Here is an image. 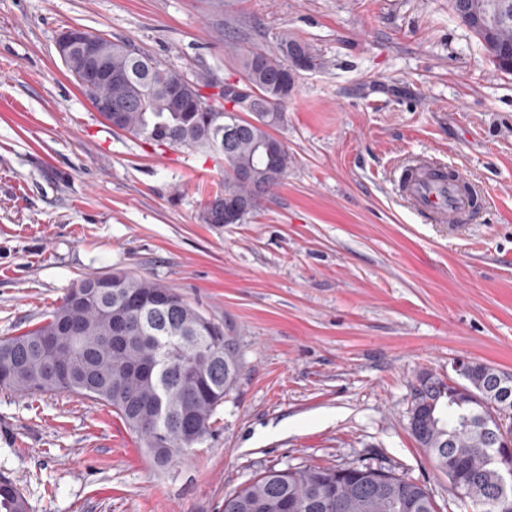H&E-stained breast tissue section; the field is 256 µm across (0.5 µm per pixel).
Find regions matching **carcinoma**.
Masks as SVG:
<instances>
[{
    "instance_id": "cac0c4a2",
    "label": "carcinoma",
    "mask_w": 512,
    "mask_h": 512,
    "mask_svg": "<svg viewBox=\"0 0 512 512\" xmlns=\"http://www.w3.org/2000/svg\"><path fill=\"white\" fill-rule=\"evenodd\" d=\"M453 11L463 24L468 13L487 18L507 16L508 26L485 33L473 26L495 65L512 71V0H452ZM112 78L99 82L89 97L93 107L110 104L123 109L121 131L144 138L157 146L185 147L209 152L221 143L224 157V191L213 200L247 205L238 219L243 222L256 200L277 185L288 172L291 156L280 144L268 157L258 145L276 141L272 129L283 114L280 107L291 94L289 54L301 53L308 67L316 57L306 43L286 36L274 51L253 49L243 56V92L224 99V111L199 112L196 101L206 102L203 87L213 86L214 77L202 73L192 85L184 75L165 68L143 54L129 52L132 44L94 34ZM236 131L224 140V120ZM241 168L254 177L243 181ZM116 279L132 294L160 293L169 304L143 315L145 330L132 333L122 349L105 343L112 333V314L118 295L104 282ZM76 288H91L95 297L78 304L67 292L62 302L43 320L16 335L0 339V389L18 392L61 393L63 389L43 375L41 359L30 355L34 344L45 336L55 338L57 348L44 359L65 362L91 357V365L75 369L70 393L112 408L124 423L138 433L153 464L165 468L180 457L178 445L190 437H205L212 431L217 408L234 388L240 372L236 340L211 319L192 307L175 289L147 278L116 271L84 278ZM188 333L201 336L218 357L174 349L164 394L167 416L161 426L149 424L156 400L157 383L128 371L154 355L150 336ZM504 372L474 362L464 377L468 394H461L444 381L430 378V385L417 390L416 400L434 404L433 415L411 433L433 458L436 468L448 478L449 492L470 502L474 512H512V482L504 484L498 467L489 460L486 421L492 419L493 395L486 385ZM319 497L331 500L328 512H437L427 486L405 475H396L363 462L344 467L302 466L288 474L269 469L248 485L224 497V512H251L254 500L269 504L265 512H281V502L298 503L297 512H314L308 504ZM0 512H28L25 497L8 481H0Z\"/></svg>"
}]
</instances>
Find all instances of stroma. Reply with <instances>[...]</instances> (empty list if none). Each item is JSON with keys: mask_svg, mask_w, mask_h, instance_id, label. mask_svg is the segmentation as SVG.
Returning <instances> with one entry per match:
<instances>
[{"mask_svg": "<svg viewBox=\"0 0 512 512\" xmlns=\"http://www.w3.org/2000/svg\"><path fill=\"white\" fill-rule=\"evenodd\" d=\"M78 25L188 78L241 75L225 43L307 42L275 135L287 174L240 224L201 221L220 156L115 130L56 51ZM486 195L478 222L429 224L395 190L419 157ZM177 289L239 346L203 444L157 468L111 408L0 390V480L29 512H223L265 470L363 462L472 512L419 448L423 374H512V73L451 0H0V338L82 278Z\"/></svg>", "mask_w": 512, "mask_h": 512, "instance_id": "obj_1", "label": "stroma"}]
</instances>
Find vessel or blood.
<instances>
[{
  "label": "vessel or blood",
  "mask_w": 512,
  "mask_h": 512,
  "mask_svg": "<svg viewBox=\"0 0 512 512\" xmlns=\"http://www.w3.org/2000/svg\"><path fill=\"white\" fill-rule=\"evenodd\" d=\"M400 188L414 210L437 224L460 223L484 202L462 171L444 174L427 159L416 160L403 171Z\"/></svg>",
  "instance_id": "vessel-or-blood-1"
}]
</instances>
